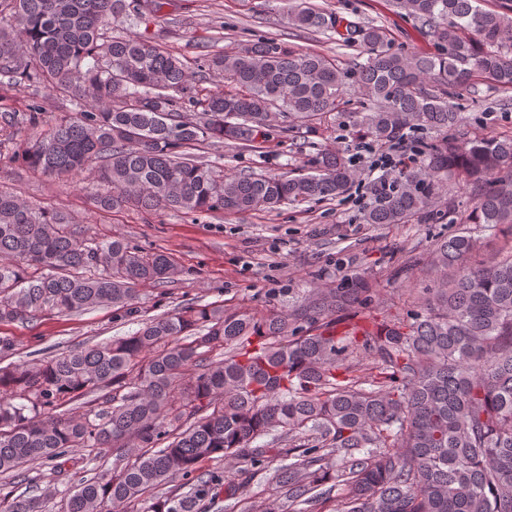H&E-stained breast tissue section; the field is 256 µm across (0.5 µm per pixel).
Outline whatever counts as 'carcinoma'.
<instances>
[{"instance_id": "1", "label": "carcinoma", "mask_w": 512, "mask_h": 512, "mask_svg": "<svg viewBox=\"0 0 512 512\" xmlns=\"http://www.w3.org/2000/svg\"><path fill=\"white\" fill-rule=\"evenodd\" d=\"M283 2L291 26L331 32L365 61L347 71L263 39L201 58V78L220 84L188 96L183 56L112 35V19L141 23L166 0H0V77L80 100L50 124L36 101L4 113L6 138L36 131L13 160L46 177L95 168L105 211L251 215L346 194L349 160L321 150L312 174H228L200 151L259 152L275 135L314 133L351 92L366 100L356 123L383 144L409 128H461L455 100L480 83L512 91V0H392L424 26L430 53L394 50L384 27L311 0ZM423 155L373 195L365 223L435 219L448 181L477 191L467 222L512 230V136H444ZM479 244L469 228L434 244L438 286L409 324L343 321L370 292L357 276L288 310L179 304L134 332L0 367V475L112 448L113 471L65 490V512H195L221 491L234 512L240 485L277 458L263 512H314L331 482L343 487L332 512H512V235L489 264L471 263ZM178 275L164 251L98 240L62 211L0 192L1 324L107 305L130 316L139 286ZM89 396L84 413L59 412ZM298 435L316 444L289 445ZM214 459L241 468L204 469ZM180 476L195 478L193 492L162 491ZM0 512H43V501L0 500Z\"/></svg>"}]
</instances>
